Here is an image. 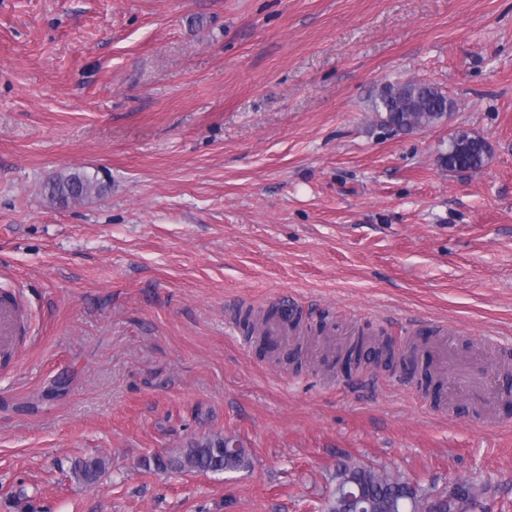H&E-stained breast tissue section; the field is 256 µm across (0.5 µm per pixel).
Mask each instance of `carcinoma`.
<instances>
[{
    "label": "carcinoma",
    "mask_w": 512,
    "mask_h": 512,
    "mask_svg": "<svg viewBox=\"0 0 512 512\" xmlns=\"http://www.w3.org/2000/svg\"><path fill=\"white\" fill-rule=\"evenodd\" d=\"M450 100L435 85L415 80L397 81L382 86L372 101V111L385 116V127L413 132L439 124ZM485 158L482 138H471L460 151L455 141L440 152L443 167L478 170ZM52 199L60 204L82 201L101 191L98 181L84 173L60 175L48 185ZM153 467L162 471L236 472L250 465L246 449L234 439L216 434L187 443L176 454L152 457ZM105 464L98 458L77 460L73 473L85 484L98 480ZM433 504L437 512H451L448 491L423 492L385 470L360 464L343 463L336 469V483L322 506V512H416Z\"/></svg>",
    "instance_id": "1"
}]
</instances>
